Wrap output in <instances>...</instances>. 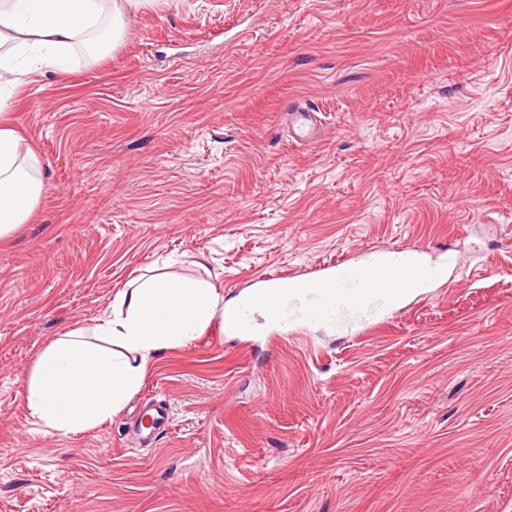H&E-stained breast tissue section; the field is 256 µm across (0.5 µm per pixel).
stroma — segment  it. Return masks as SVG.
<instances>
[{
	"label": "stroma",
	"instance_id": "35a3bbf8",
	"mask_svg": "<svg viewBox=\"0 0 512 512\" xmlns=\"http://www.w3.org/2000/svg\"><path fill=\"white\" fill-rule=\"evenodd\" d=\"M512 0H153L106 57L25 76L31 220L0 240V512H512ZM314 108L315 145L285 110ZM452 240L368 332L211 325L112 420L44 433L40 348L166 273ZM165 404L153 444L136 411Z\"/></svg>",
	"mask_w": 512,
	"mask_h": 512
}]
</instances>
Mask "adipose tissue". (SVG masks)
Wrapping results in <instances>:
<instances>
[{
    "mask_svg": "<svg viewBox=\"0 0 512 512\" xmlns=\"http://www.w3.org/2000/svg\"><path fill=\"white\" fill-rule=\"evenodd\" d=\"M140 2L0 0V238L31 219L41 193L40 161L9 112L12 87L21 75L61 67L79 44L103 58L124 32L126 8ZM244 302L263 317L273 314L251 292L228 301L201 279L159 274L116 292L109 313L38 352L25 384L31 416L61 436L111 420L141 389L152 358L184 346Z\"/></svg>",
    "mask_w": 512,
    "mask_h": 512,
    "instance_id": "1",
    "label": "adipose tissue"
}]
</instances>
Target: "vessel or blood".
<instances>
[{
  "label": "vessel or blood",
  "instance_id": "vessel-or-blood-1",
  "mask_svg": "<svg viewBox=\"0 0 512 512\" xmlns=\"http://www.w3.org/2000/svg\"><path fill=\"white\" fill-rule=\"evenodd\" d=\"M288 134L298 144L317 139L316 119L312 109L295 106L288 113ZM427 244L405 245L386 251H373L362 260L340 258L309 274L269 273L261 284L272 286L276 313L272 324L280 330L308 322L332 321L336 328L367 325L378 315L396 312L405 300L421 297L425 288L439 280L443 267L455 264L453 255H445L440 265L422 263L430 253ZM250 310L239 309L224 314L225 332L249 335ZM168 426L164 404L143 408L137 420L140 441H154Z\"/></svg>",
  "mask_w": 512,
  "mask_h": 512
}]
</instances>
